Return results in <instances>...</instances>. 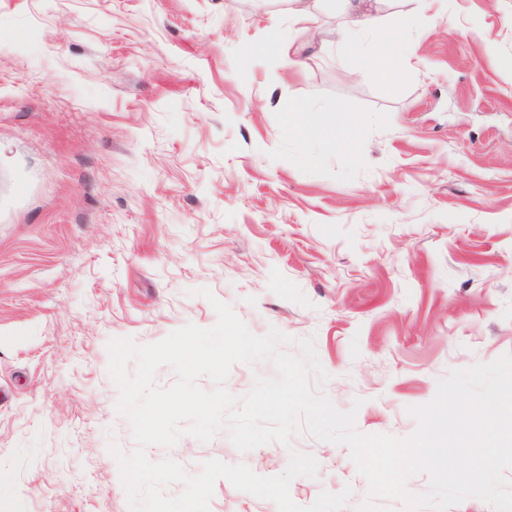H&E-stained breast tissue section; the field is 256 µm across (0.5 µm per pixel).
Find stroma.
<instances>
[{
    "label": "stroma",
    "mask_w": 512,
    "mask_h": 512,
    "mask_svg": "<svg viewBox=\"0 0 512 512\" xmlns=\"http://www.w3.org/2000/svg\"><path fill=\"white\" fill-rule=\"evenodd\" d=\"M413 7L387 81L338 42L345 0H315L292 65L246 54L290 30L283 0H0V512H129L107 344L212 327L215 299L288 353L313 339L366 435L410 436L440 378L512 352V0H380L366 43ZM299 102L351 131L303 144ZM293 449L319 471L292 500L348 487L356 512L348 447L305 433L146 455L273 476ZM210 512L277 508L221 479Z\"/></svg>",
    "instance_id": "35a3bbf8"
}]
</instances>
